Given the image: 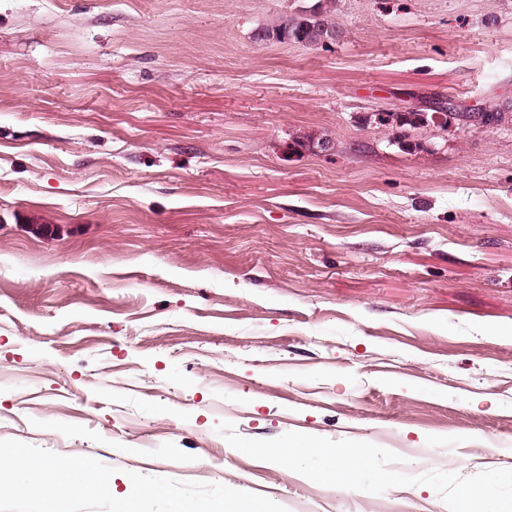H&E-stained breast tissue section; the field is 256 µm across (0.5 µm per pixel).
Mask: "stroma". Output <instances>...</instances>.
<instances>
[{"label":"stroma","instance_id":"1","mask_svg":"<svg viewBox=\"0 0 512 512\" xmlns=\"http://www.w3.org/2000/svg\"><path fill=\"white\" fill-rule=\"evenodd\" d=\"M327 11L329 47L254 42ZM452 103L448 128L375 122ZM512 0H0V440L287 512H512ZM375 449L353 493L277 462ZM468 457L465 468L454 461Z\"/></svg>","mask_w":512,"mask_h":512}]
</instances>
